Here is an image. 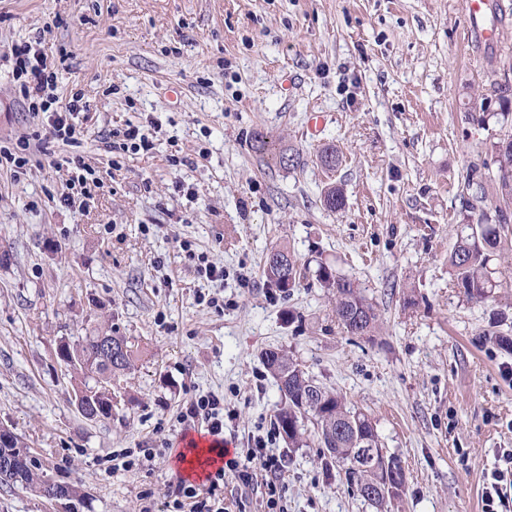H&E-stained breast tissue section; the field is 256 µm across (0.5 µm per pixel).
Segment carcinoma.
<instances>
[{"label": "carcinoma", "mask_w": 512, "mask_h": 512, "mask_svg": "<svg viewBox=\"0 0 512 512\" xmlns=\"http://www.w3.org/2000/svg\"><path fill=\"white\" fill-rule=\"evenodd\" d=\"M498 163L499 170L503 172L502 189L509 197L512 195V185L507 178L508 174L512 173V139L499 143ZM323 204L330 211L342 209V191L335 186L328 188L323 196ZM501 229L503 226L500 224L477 222L474 230L460 238L450 256L456 286L463 289L469 299L485 301L497 287L487 265L490 254L500 244ZM263 273L266 280L275 287L286 289L283 285L282 268L269 258L265 261ZM317 281L331 295L336 320L346 333L351 336L372 335L378 325V315L355 280L336 275L328 264L322 262L317 269ZM98 337L99 333L92 330L77 337L72 343H64V346L69 350V355L81 357L85 366L94 369L96 376L104 381L112 376L116 378L134 366L137 351L134 350V344L128 343L123 336L112 337V344L116 348L112 365L108 366L100 361L96 344ZM277 354L278 357L271 359L264 351L261 360L274 378L280 393L281 402L276 414L277 426L279 434L288 442V447H302L304 423L310 421L320 448L324 450L323 458L326 463L344 471L347 483L353 491L373 506L376 512H389L399 494L372 496L367 489L358 488V483L349 469L354 439L361 437L355 429L359 427L365 432L371 429L372 422L368 414L347 406L338 393L318 383L286 352L279 350ZM8 449L12 451V456L22 459L18 473L26 485L40 487L38 474L33 471V463L22 438L14 436Z\"/></svg>", "instance_id": "1"}]
</instances>
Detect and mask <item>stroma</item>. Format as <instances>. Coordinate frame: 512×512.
<instances>
[{"label":"stroma","instance_id":"obj_1","mask_svg":"<svg viewBox=\"0 0 512 512\" xmlns=\"http://www.w3.org/2000/svg\"><path fill=\"white\" fill-rule=\"evenodd\" d=\"M487 2L490 47L464 43L463 0H0V142L37 129L7 61L17 42L58 58L59 96L87 104L79 147L33 149L18 178L0 170V426L40 476L81 492L75 512H173L177 416L195 397H223L229 448L275 431L268 349L369 414L406 472L391 512H482L484 474L512 448V223L493 298L467 299L449 258L461 225L512 215L497 162L512 105L490 88L512 77V0ZM131 123L154 149L111 156L105 139ZM75 154L100 187L67 206ZM183 241L223 280L199 278ZM274 247L302 271L285 292L263 274ZM322 262L363 288L373 335L338 326ZM107 327L138 358L112 383L111 419L91 422L57 348ZM139 448L151 461L124 467ZM272 448L288 512H376L316 438ZM55 508L0 484V512Z\"/></svg>","mask_w":512,"mask_h":512}]
</instances>
